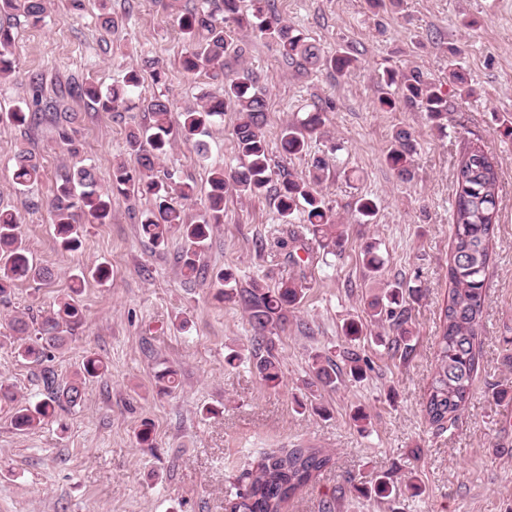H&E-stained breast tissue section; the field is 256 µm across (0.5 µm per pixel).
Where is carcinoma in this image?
I'll list each match as a JSON object with an SVG mask.
<instances>
[{
	"label": "carcinoma",
	"instance_id": "cac0c4a2",
	"mask_svg": "<svg viewBox=\"0 0 512 512\" xmlns=\"http://www.w3.org/2000/svg\"><path fill=\"white\" fill-rule=\"evenodd\" d=\"M165 7L177 21L186 42L181 58L182 70L188 75L224 77V94L204 95L199 101L185 106L178 120H172V105L161 96H141L144 76L156 84L166 81V70L158 60L140 55V64L129 67L122 79L102 88L97 83L73 80L60 90L61 95L78 98L102 112H127L139 108L151 115L148 125L129 131L127 144L131 161L119 160L112 165L109 189L102 190L95 168L79 166L68 174L48 200L54 213V233L60 248L77 252L83 246L84 235L77 222L81 212L96 224L107 223L112 214V198L140 195L154 200L153 209L140 214L137 223L144 237L156 245L164 242L175 229L185 240L179 256L183 276L192 281L201 277L202 248L211 240L214 229L223 223L224 198L237 195L252 198L269 195L274 200L281 219L301 214L317 248L325 255H341L344 227L339 224L320 192L325 172L333 158L327 154L312 158L308 174L297 176L289 170H274L270 163L266 132L267 100L249 75L231 77L224 73V58L229 53L242 55L243 48L234 34L250 27L261 37L273 42L285 67L302 68L321 65L341 74L355 66L356 59L343 48L330 55L320 49L302 31L285 22L276 12L275 0H200L187 6L180 0H165ZM49 0H0V80L14 72L15 21L24 19L36 26L45 21ZM460 51L449 49L448 75L460 100L472 96L465 74L458 69ZM382 95L378 98L381 111H393L403 105L427 115L428 120L443 132L447 129L448 94L443 85L422 71L409 68H386L378 75ZM328 105L315 104L306 116L280 129L278 140L288 155L308 153V140L326 122ZM236 113L233 128L235 148L242 163L226 170L214 167L210 171L204 193L205 217L188 221L177 200L192 201L198 197L195 183L172 181L157 175L158 162L166 157L176 142L193 146L197 153L205 152L202 136L224 113ZM42 117L38 109L15 106L0 113V121L29 128ZM417 151L414 133L404 127L395 129L385 161L396 176L404 181L413 178V157ZM456 192L452 212V248L448 259L450 289L443 319L436 336L435 364L430 372L422 412L430 425L443 429L454 423L472 396L474 376L479 364V336L484 329V293L486 271L491 259L490 245L497 226L499 212V172L493 158L480 146H471L454 169ZM42 178V167L33 153L21 148L15 154L13 185L25 190ZM379 211L374 197L361 196L355 201V212L364 224H371ZM364 278L383 285L382 293L367 303L366 320L350 318L342 333L349 341L367 336L369 327L388 325L395 333L391 343L394 351L409 354V341L414 335L411 304L420 297V290L402 281L383 278L384 260L375 243L362 252ZM112 270L98 265L85 272L77 270L74 280L81 284L90 277L100 283L110 279ZM52 271L34 263L23 243L18 215L0 209V301L10 297L23 279L48 281ZM305 270L281 280L270 288L259 279L248 286H238L233 270L221 269L212 275V282L224 286L220 296L239 305L251 327V350L248 361L268 388L280 385L275 335L283 328L288 312L297 309L305 296ZM83 310L78 299L69 295L54 303L52 312L43 318L34 333L27 334L28 324L14 318L12 328L25 335L18 347V356L42 367L45 393L39 401L17 403L9 387L0 383V401L14 404L11 423L19 431L34 430L56 417L57 412L79 406L84 397V385L91 378L104 375L106 365L97 358L83 359L73 379L60 384L55 371L47 366L51 351L64 345L67 335L81 324ZM369 369L368 360L350 350L344 366L327 356L315 354L311 370L313 386L335 389L348 376L360 381ZM176 370L167 367L156 374L159 391L169 393L176 388ZM332 457L321 448H268L254 458L250 481L226 498L224 512H283L285 504L325 469ZM354 490L364 498L394 499L397 485L392 474L382 473L359 482Z\"/></svg>",
	"mask_w": 512,
	"mask_h": 512
}]
</instances>
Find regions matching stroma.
Segmentation results:
<instances>
[{
  "label": "stroma",
  "mask_w": 512,
  "mask_h": 512,
  "mask_svg": "<svg viewBox=\"0 0 512 512\" xmlns=\"http://www.w3.org/2000/svg\"><path fill=\"white\" fill-rule=\"evenodd\" d=\"M111 7L124 20L109 30L97 18L98 0H53L42 25L18 24L15 71L0 83V109L31 102L36 76L47 98L74 77L110 85L144 52L160 60L167 81H145L142 96H164L178 110L202 94L221 95V81L183 72L185 43L156 0H133L129 10L123 0H112ZM275 7L325 53L342 47L357 58L343 74L286 68L275 44L250 30L244 58L227 60L228 74L250 71L259 78L269 103L273 162L302 175L310 157L336 156V171L321 191L346 227L343 252L333 265L319 262L307 271L304 300L276 340L281 385L267 388L247 365L226 363L227 348L249 346L246 317L210 282H185L179 232L159 246L141 236L136 218L152 208L151 199L114 197L110 223L86 225L82 250H58L46 201L61 175L78 158L108 178L113 163L127 158L126 133L144 125V112H96L68 101L75 157L50 119L26 132L0 125V207L18 211L34 262L55 273L48 284L20 282L11 303L0 304V381L18 400L38 399L43 386L39 370L13 353L12 319L49 314L56 298L69 293L75 269L101 263L112 269L107 283L86 281L79 296L84 322L51 362L62 381L87 356L105 362L106 374L87 381L80 406L57 422L19 432L10 424L9 405L0 403V512H224L229 488L246 484L259 451L306 447L324 449L332 461L285 512H321L329 498L336 512H512V415L493 398L512 385V138L499 127L500 118H512V0H404L401 7L377 9L366 0H275ZM452 47L460 50L474 94L466 103L449 98L447 134L422 112L377 111L379 72L416 67L447 82ZM320 99L335 104L323 134L310 140L308 155L283 156L281 127L303 118ZM235 123L228 112L212 128L207 157L176 143L159 171L206 189L211 167L241 163ZM399 127L412 129L418 141L410 181L398 179L385 162ZM472 143L498 162L499 224L472 398L442 431L425 420L422 400L449 290L453 172ZM22 147L44 168L42 181L24 194L12 184L14 155ZM364 194L380 204L372 224L360 223L354 210ZM294 236L310 238L301 219L284 223L270 198L230 196L201 263L208 272L230 268L240 280L259 278L272 287L294 272L286 247ZM369 241L379 243L388 278L421 290L412 308L414 350L403 359L365 344L360 353L372 365L366 379L318 391L323 413L301 409L312 356L342 360L348 342L341 327L362 314L372 294L361 262ZM167 366L178 370L180 386L163 395L155 374ZM206 406L219 409V416L205 417ZM359 407L368 415L362 430L352 420ZM145 421L154 427L151 448L137 442ZM411 470L425 486L416 497L363 499L353 489L373 471L401 481Z\"/></svg>",
  "instance_id": "obj_1"
}]
</instances>
